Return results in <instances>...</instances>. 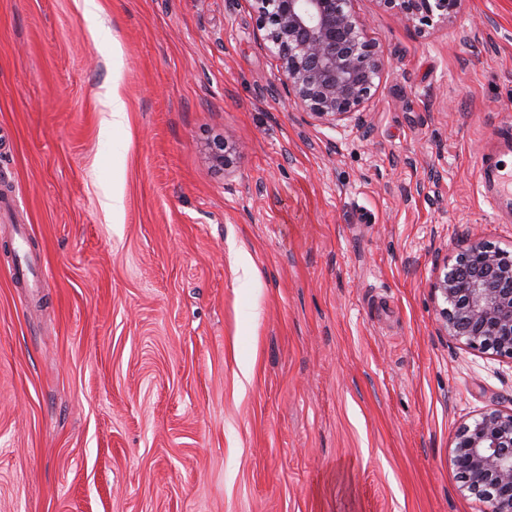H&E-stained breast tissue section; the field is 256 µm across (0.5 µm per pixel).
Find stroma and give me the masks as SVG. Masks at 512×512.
I'll return each mask as SVG.
<instances>
[{
	"label": "stroma",
	"instance_id": "obj_1",
	"mask_svg": "<svg viewBox=\"0 0 512 512\" xmlns=\"http://www.w3.org/2000/svg\"><path fill=\"white\" fill-rule=\"evenodd\" d=\"M353 7L383 73L332 129L252 0H0V512H485L451 444L512 411V359L445 336L431 285L471 236L512 252L478 184L512 0ZM407 24L438 27L447 24L463 0H381Z\"/></svg>",
	"mask_w": 512,
	"mask_h": 512
}]
</instances>
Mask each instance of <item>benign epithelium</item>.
Instances as JSON below:
<instances>
[{
    "label": "benign epithelium",
    "instance_id": "benign-epithelium-1",
    "mask_svg": "<svg viewBox=\"0 0 512 512\" xmlns=\"http://www.w3.org/2000/svg\"><path fill=\"white\" fill-rule=\"evenodd\" d=\"M267 49L294 103L331 127L363 123L377 91L382 51L352 0H253ZM407 24L448 23L463 0H382ZM444 307L446 336L480 352L512 359V253L479 237L470 240L432 285ZM452 463L463 488L486 512H512V411L483 413L454 438Z\"/></svg>",
    "mask_w": 512,
    "mask_h": 512
}]
</instances>
